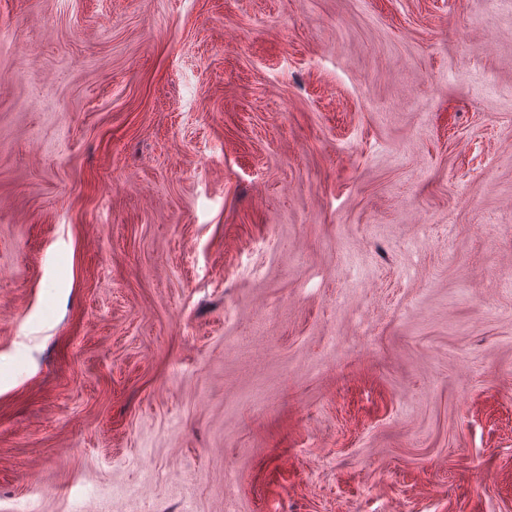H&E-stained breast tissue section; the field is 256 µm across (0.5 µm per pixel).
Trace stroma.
Here are the masks:
<instances>
[{
    "instance_id": "35a3bbf8",
    "label": "stroma",
    "mask_w": 512,
    "mask_h": 512,
    "mask_svg": "<svg viewBox=\"0 0 512 512\" xmlns=\"http://www.w3.org/2000/svg\"><path fill=\"white\" fill-rule=\"evenodd\" d=\"M0 512H512V0H0Z\"/></svg>"
}]
</instances>
